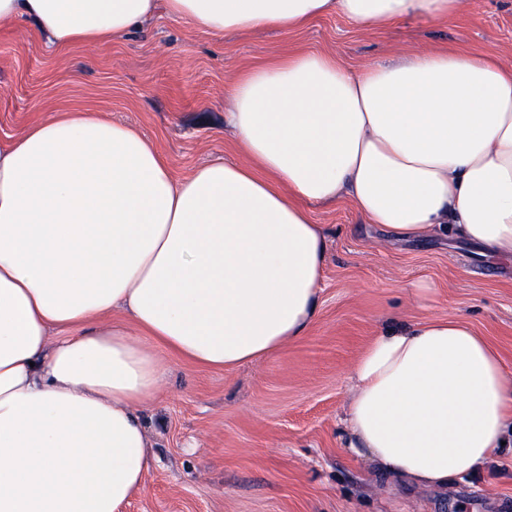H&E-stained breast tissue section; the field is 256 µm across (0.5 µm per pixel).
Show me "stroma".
Returning a JSON list of instances; mask_svg holds the SVG:
<instances>
[{
  "instance_id": "obj_1",
  "label": "stroma",
  "mask_w": 512,
  "mask_h": 512,
  "mask_svg": "<svg viewBox=\"0 0 512 512\" xmlns=\"http://www.w3.org/2000/svg\"><path fill=\"white\" fill-rule=\"evenodd\" d=\"M456 45L512 63V0H470L447 21L376 32L337 14L301 31L218 39L158 15L102 47H47L33 25L0 29V137L83 106L155 139L176 174L236 159L224 94L247 64L303 48L353 66ZM328 250L308 333L231 370L168 361L143 416L157 460L124 512H512V447L447 491L384 477L345 428L348 376L371 339L432 317L468 321L512 369V261L451 234L395 239L347 201L314 207Z\"/></svg>"
}]
</instances>
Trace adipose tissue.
I'll return each mask as SVG.
<instances>
[{"label": "adipose tissue", "instance_id": "ef3b65f1", "mask_svg": "<svg viewBox=\"0 0 512 512\" xmlns=\"http://www.w3.org/2000/svg\"><path fill=\"white\" fill-rule=\"evenodd\" d=\"M467 5L0 0V27L33 23L59 50L122 40L160 8L221 37ZM228 98L239 160L181 176L87 107L0 139V512H122L154 455L141 411L166 353L227 370L304 336L327 255L315 206L512 259V65L442 46L355 70L294 51L241 70ZM349 381L347 427L395 480L447 489L512 437V371L464 320L376 336Z\"/></svg>", "mask_w": 512, "mask_h": 512}]
</instances>
